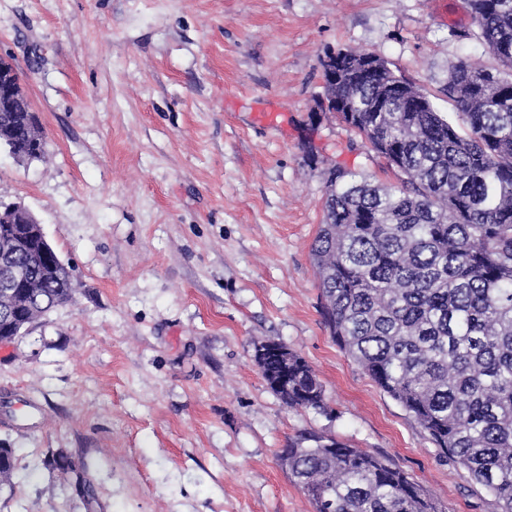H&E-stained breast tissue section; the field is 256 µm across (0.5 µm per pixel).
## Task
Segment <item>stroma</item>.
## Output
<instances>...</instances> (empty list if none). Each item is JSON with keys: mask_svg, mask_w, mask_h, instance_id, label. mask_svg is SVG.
<instances>
[{"mask_svg": "<svg viewBox=\"0 0 512 512\" xmlns=\"http://www.w3.org/2000/svg\"><path fill=\"white\" fill-rule=\"evenodd\" d=\"M468 0H0L45 156L0 147V204L33 212L79 284L0 345V444L20 482L0 512H313L278 454L324 435L389 459L446 512H495L409 413L336 344L311 244L323 160L393 175L327 114L321 60L363 48L451 112L448 64L497 63ZM312 367L329 412L291 409L254 344ZM62 450H50L43 459V466L49 471H59L62 474L73 473L76 475L75 492L78 499L82 502L86 509L89 508L91 490L87 480L83 474L79 471V465L69 456L67 466L59 465L58 456L62 453Z\"/></svg>", "mask_w": 512, "mask_h": 512, "instance_id": "1", "label": "stroma"}]
</instances>
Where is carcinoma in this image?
Segmentation results:
<instances>
[{
	"label": "carcinoma",
	"instance_id": "carcinoma-1",
	"mask_svg": "<svg viewBox=\"0 0 512 512\" xmlns=\"http://www.w3.org/2000/svg\"><path fill=\"white\" fill-rule=\"evenodd\" d=\"M477 38L499 62L492 72L448 65L445 114L385 63L359 75L368 52L350 48L327 112L355 130L396 178L378 184L336 162L323 172L324 219L311 246L323 315L338 346L408 411L443 456L512 512V0H470ZM13 136L38 143L40 128ZM40 287L11 307L36 322L72 301L69 269L34 248L18 257ZM269 388L295 409L328 411L325 392L295 351L260 353ZM61 450L49 471L76 475ZM281 464L314 512H443L425 487L388 459L311 435L288 445ZM16 449L0 447V488L15 486Z\"/></svg>",
	"mask_w": 512,
	"mask_h": 512
}]
</instances>
